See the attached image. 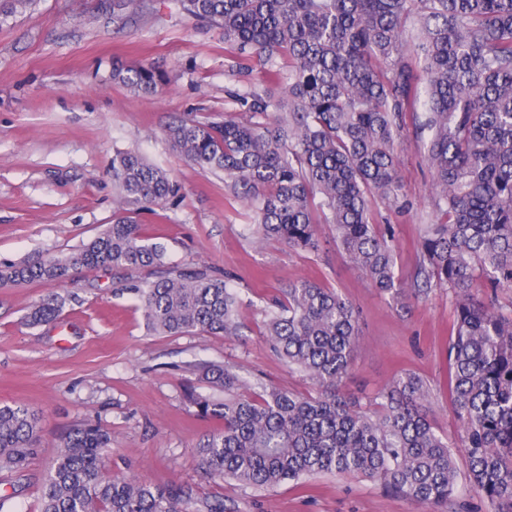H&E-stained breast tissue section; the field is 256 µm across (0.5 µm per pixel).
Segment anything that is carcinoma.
<instances>
[{"mask_svg":"<svg viewBox=\"0 0 512 512\" xmlns=\"http://www.w3.org/2000/svg\"><path fill=\"white\" fill-rule=\"evenodd\" d=\"M210 23L237 57L262 69L281 93L252 92L246 116L185 117L166 129L172 147L204 171H224L255 215L248 230L291 250L317 246L319 225L380 292L411 299L396 270L390 224L376 198L398 199L403 119L430 133L437 222L425 226L416 273L454 297L446 390L463 422L460 441L437 433L423 410L430 392L411 373L395 377L363 408L342 391L360 343L352 303L312 279L288 285L266 311L265 335L313 391L252 383L232 367L196 366L222 397L188 393L220 427L198 449L211 480L254 490L322 474L380 481L388 490L448 512L459 491L454 449L465 455L468 490L488 512H512V0H179ZM418 24L408 39L407 23ZM138 92L158 91L150 68H112ZM120 196L113 224L80 249L0 265V288L66 281L70 271L164 265L132 214L177 193L167 173L132 151L112 157ZM148 330L236 336L239 293L205 266L165 271L135 284ZM54 295L28 313L54 320ZM40 445L38 417L0 405V472L20 473ZM110 433L82 424L64 438L41 491L40 512H226L189 484L154 486L105 474Z\"/></svg>","mask_w":512,"mask_h":512,"instance_id":"cac0c4a2","label":"carcinoma"}]
</instances>
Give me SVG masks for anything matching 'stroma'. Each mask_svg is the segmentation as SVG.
Returning a JSON list of instances; mask_svg holds the SVG:
<instances>
[{
    "instance_id": "obj_1",
    "label": "stroma",
    "mask_w": 512,
    "mask_h": 512,
    "mask_svg": "<svg viewBox=\"0 0 512 512\" xmlns=\"http://www.w3.org/2000/svg\"><path fill=\"white\" fill-rule=\"evenodd\" d=\"M126 14L117 24L104 0H35L0 20V263L64 255L96 237L117 209L113 153L132 149L179 188L173 201L140 213L145 236L163 247L167 268L203 263L229 274L243 300V328L226 337L148 331L129 286L155 280L152 267L77 269L62 285L0 288V404L19 402L37 413L41 436L22 476L0 473V512H38L63 438L86 422L112 435L106 472L190 484L200 495L223 498L232 512H425L378 481L321 476L259 492L204 478L197 448L216 423L198 416L187 398L190 367L219 362L249 379L307 392L306 378L268 344L262 314L268 298L302 278L336 289L357 311L362 341L345 392L368 398L413 373L430 390L436 431L460 438L442 386L453 298L434 288L402 307L380 294L329 234L315 252L251 238L252 213L231 194L223 172L186 161L165 130L190 115H244L241 97L266 89L264 72L238 73L217 30L177 0H141ZM117 63L154 69L163 78L158 92L114 81ZM398 153L406 206L381 201L377 209L380 222L395 228L396 265L410 289L424 227L437 213L413 124H406ZM55 294L65 298L58 317L30 325L31 306Z\"/></svg>"
}]
</instances>
